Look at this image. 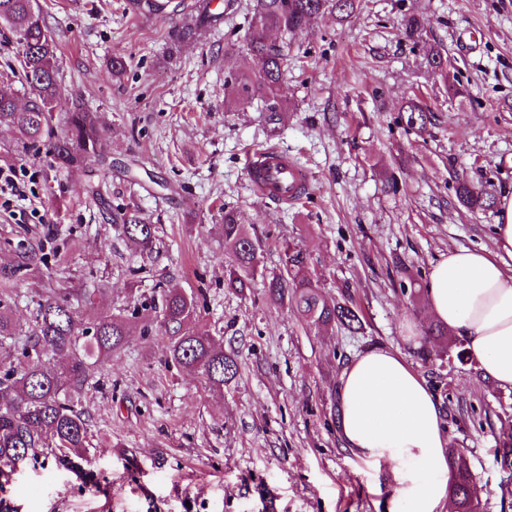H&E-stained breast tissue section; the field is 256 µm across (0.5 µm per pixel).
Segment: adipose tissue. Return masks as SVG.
Wrapping results in <instances>:
<instances>
[{
	"mask_svg": "<svg viewBox=\"0 0 512 512\" xmlns=\"http://www.w3.org/2000/svg\"><path fill=\"white\" fill-rule=\"evenodd\" d=\"M496 250L456 248L434 263L425 284L433 319L460 339L484 377L512 389V195L499 198ZM341 441L373 468L389 467L387 512H449L448 438L441 404L399 350L352 358L336 385Z\"/></svg>",
	"mask_w": 512,
	"mask_h": 512,
	"instance_id": "obj_1",
	"label": "adipose tissue"
}]
</instances>
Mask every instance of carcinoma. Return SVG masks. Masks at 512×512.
I'll return each mask as SVG.
<instances>
[{"label":"carcinoma","instance_id":"obj_1","mask_svg":"<svg viewBox=\"0 0 512 512\" xmlns=\"http://www.w3.org/2000/svg\"><path fill=\"white\" fill-rule=\"evenodd\" d=\"M212 0H195L191 19L178 31L181 43L194 40L197 30L224 19L211 9ZM361 0H256L245 37L246 50L257 67L224 82V95L238 101L260 98L267 121L284 122L281 90L289 68L288 37L306 31L326 13L339 21L351 19ZM130 9L141 14H161L167 0H129ZM0 21L17 34L22 47V68L33 95L29 104L18 107L13 94L0 89V124L14 127L24 144L42 145L53 163L65 169H82L91 162L106 163L104 136L95 113L76 101L60 97L56 44L41 17L37 0H0ZM425 29L424 19L409 16L403 30L414 40ZM280 34L276 43L271 32ZM64 111L66 132L55 135L56 110ZM407 123L419 130L430 123L428 109L409 98L402 106ZM459 204L470 211L495 207L496 197L465 178L456 184ZM112 223L148 258L157 250V226L148 224L133 210L112 214ZM225 248L233 256L226 285L243 291L251 286L260 268L261 242L251 236L232 210L224 211L222 224ZM44 242L39 240L16 252L14 260L0 264V472L14 470L28 459L47 455L52 448L72 454L68 463L77 467L86 460L88 416L80 406L81 394L93 376L123 349L134 326L144 336L162 338L165 363L188 369L201 378L208 390L222 392L239 373L237 355L210 331L190 329L200 313L203 293L186 294L177 288L158 286L146 304L99 314L87 321L82 308L94 303V288H48L34 301L32 325L23 327L13 317L8 287L28 276H49ZM270 303L291 310L304 324L318 330L340 328L351 334L363 329L361 310L346 295L340 301L327 299L317 284L310 255L296 244L282 249L279 270L268 281ZM445 352L457 349L456 359H468L461 342L448 337V329L431 324L416 357L424 364L433 361V347ZM58 357L61 365L45 367L44 359ZM502 468H512V432L499 439L497 448ZM452 478L449 485L455 512H480L481 499L467 460L456 449L448 451Z\"/></svg>","mask_w":512,"mask_h":512}]
</instances>
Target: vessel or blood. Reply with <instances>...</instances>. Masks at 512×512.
<instances>
[{"instance_id":"obj_1","label":"vessel or blood","mask_w":512,"mask_h":512,"mask_svg":"<svg viewBox=\"0 0 512 512\" xmlns=\"http://www.w3.org/2000/svg\"><path fill=\"white\" fill-rule=\"evenodd\" d=\"M245 169L259 197L286 203L309 191L304 173L284 150L270 147L248 153Z\"/></svg>"}]
</instances>
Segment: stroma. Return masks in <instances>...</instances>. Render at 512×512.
Listing matches in <instances>:
<instances>
[{
    "label": "stroma",
    "mask_w": 512,
    "mask_h": 512,
    "mask_svg": "<svg viewBox=\"0 0 512 512\" xmlns=\"http://www.w3.org/2000/svg\"><path fill=\"white\" fill-rule=\"evenodd\" d=\"M222 24L177 45L182 16L133 15L128 0H39L58 47V84L95 112L111 168H53L44 148L21 149L0 124V165L35 172L28 197L0 208V261L17 246L48 243L53 281L14 286V316L28 323L44 288L88 282L85 317L125 306L129 287L150 295L159 280L204 291L199 323L240 361L214 393L188 370L165 365L159 341L132 331L81 405L90 452L80 470L30 460L0 476V512H385L393 494L375 470L342 446L336 384L342 367L375 346L411 353L407 337L431 322L423 295L432 263L448 250L493 249L496 210L457 201L458 176L512 194V0H362L347 22L319 18L294 37L282 95L288 118L274 126L260 102L224 99V81L254 68L245 33L254 0H231ZM425 19L420 42L401 30ZM447 57L446 75L427 65ZM121 58L125 70L112 76ZM0 86L18 104L31 91L20 48L0 23ZM461 95L450 94V87ZM418 97L426 130L401 110ZM288 151L310 178L293 204L258 197L246 151ZM97 186L99 199L88 188ZM38 209L42 224L20 222ZM116 208L159 227L161 256L142 261L112 224ZM234 210L263 249L267 270L283 241L306 249L322 293L350 295L365 326L357 334L306 327L270 304L264 280L226 287L231 261L220 226ZM412 365L434 381L448 442L463 449L484 512H512V472L496 455L512 426V389L472 363Z\"/></svg>",
    "instance_id": "1"
}]
</instances>
